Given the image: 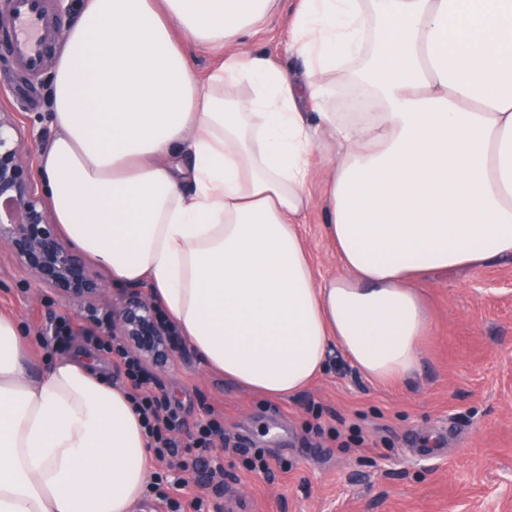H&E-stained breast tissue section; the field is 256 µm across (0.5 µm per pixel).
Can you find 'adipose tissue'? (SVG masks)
Wrapping results in <instances>:
<instances>
[{
    "label": "adipose tissue",
    "mask_w": 512,
    "mask_h": 512,
    "mask_svg": "<svg viewBox=\"0 0 512 512\" xmlns=\"http://www.w3.org/2000/svg\"><path fill=\"white\" fill-rule=\"evenodd\" d=\"M280 3L78 0L38 176L55 224L148 285L204 369L289 400L333 347L371 381L412 375L415 282L512 260V0H298L297 78L247 47ZM189 43L222 52L207 78ZM335 88L366 111L329 107ZM320 149L347 271L321 280L300 235ZM30 364L0 314V512H134L151 450L128 390L86 357Z\"/></svg>",
    "instance_id": "1"
}]
</instances>
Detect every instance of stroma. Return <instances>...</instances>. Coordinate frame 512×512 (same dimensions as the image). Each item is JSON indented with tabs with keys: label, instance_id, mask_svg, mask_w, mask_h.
<instances>
[{
	"label": "stroma",
	"instance_id": "35a3bbf8",
	"mask_svg": "<svg viewBox=\"0 0 512 512\" xmlns=\"http://www.w3.org/2000/svg\"><path fill=\"white\" fill-rule=\"evenodd\" d=\"M290 0L260 24L252 47L289 73L301 61L289 48ZM50 92L41 75L0 66V105L16 112L34 140L48 141ZM331 168L319 162L308 185L312 207L301 234L319 278L345 276L325 238L323 202ZM94 313L84 302L35 287L0 243V313L37 338L51 317H80L83 330L65 353L88 352L115 376L106 335L123 292L111 282ZM430 321L415 376L379 385L333 350L323 375L300 396L275 401L203 369L190 349L153 369L158 393L179 406L188 426L207 414L223 420L231 447L224 474L187 472L183 490L151 488L140 512H156L161 494L181 500L205 494L222 512H512V262L418 283ZM261 449L268 471L245 465L244 449Z\"/></svg>",
	"mask_w": 512,
	"mask_h": 512
}]
</instances>
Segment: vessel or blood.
<instances>
[{"label": "vessel or blood", "mask_w": 512, "mask_h": 512, "mask_svg": "<svg viewBox=\"0 0 512 512\" xmlns=\"http://www.w3.org/2000/svg\"><path fill=\"white\" fill-rule=\"evenodd\" d=\"M59 21L47 0H10L6 19L0 22V49L10 53L25 71H38L50 54Z\"/></svg>", "instance_id": "1"}]
</instances>
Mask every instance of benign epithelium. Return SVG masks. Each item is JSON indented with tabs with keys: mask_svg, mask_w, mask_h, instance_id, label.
Listing matches in <instances>:
<instances>
[{
	"mask_svg": "<svg viewBox=\"0 0 512 512\" xmlns=\"http://www.w3.org/2000/svg\"><path fill=\"white\" fill-rule=\"evenodd\" d=\"M35 167V149L17 116L0 109V241L8 242L14 261L38 287L92 301L101 294L102 279L52 222ZM112 335L154 365L166 366L179 354L172 328L140 286L126 289L112 310Z\"/></svg>",
	"mask_w": 512,
	"mask_h": 512,
	"instance_id": "obj_1",
	"label": "benign epithelium"
}]
</instances>
